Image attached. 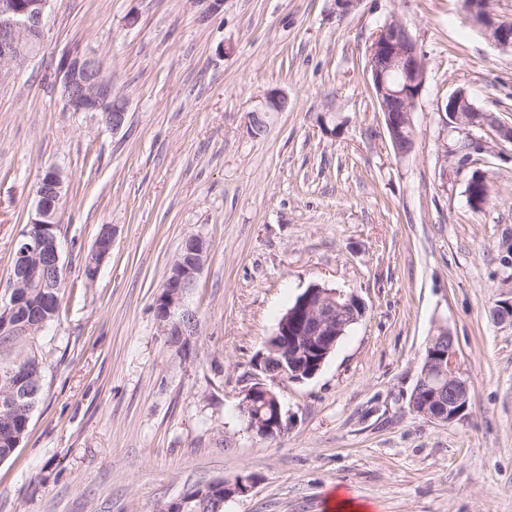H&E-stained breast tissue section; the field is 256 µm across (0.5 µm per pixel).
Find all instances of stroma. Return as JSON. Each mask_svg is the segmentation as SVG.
<instances>
[{
    "label": "stroma",
    "instance_id": "obj_1",
    "mask_svg": "<svg viewBox=\"0 0 512 512\" xmlns=\"http://www.w3.org/2000/svg\"><path fill=\"white\" fill-rule=\"evenodd\" d=\"M393 20L426 62L404 158L367 71ZM76 44L124 102L120 130L65 111L51 74ZM274 87L288 107L254 136L249 114ZM462 88L512 125V50L463 0H360L345 16L336 0H223L206 19L194 0H52L40 50L0 85V281L48 167L68 186L67 281L101 225L115 236L44 335V391L0 463V512H158L241 474L255 484L224 512H330L339 490L367 512H512V324L491 316L512 299V143L442 129ZM471 140L483 149L466 161ZM477 173L491 186L478 210ZM196 233L210 242L200 325L179 354L154 307ZM314 283L355 292L365 314L315 377L276 385L287 429L256 437L237 409L253 359ZM441 327L471 392L451 423L410 406Z\"/></svg>",
    "mask_w": 512,
    "mask_h": 512
}]
</instances>
